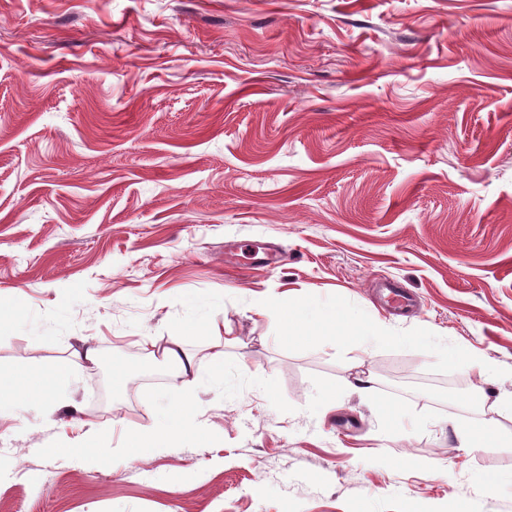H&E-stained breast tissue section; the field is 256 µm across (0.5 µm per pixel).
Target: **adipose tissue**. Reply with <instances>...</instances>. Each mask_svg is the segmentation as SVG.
<instances>
[{
    "label": "adipose tissue",
    "mask_w": 512,
    "mask_h": 512,
    "mask_svg": "<svg viewBox=\"0 0 512 512\" xmlns=\"http://www.w3.org/2000/svg\"><path fill=\"white\" fill-rule=\"evenodd\" d=\"M262 314L274 317L288 336H332L357 342L384 340L388 332L382 322L361 318L354 311L309 306L296 311H282L278 303L270 301L261 309ZM492 417L483 419L479 429L469 425H455L454 431L463 448H480L485 442L501 439L502 434L494 418L495 413H512V394L496 398L492 403Z\"/></svg>",
    "instance_id": "obj_1"
}]
</instances>
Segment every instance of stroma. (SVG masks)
Instances as JSON below:
<instances>
[{"label": "stroma", "instance_id": "1", "mask_svg": "<svg viewBox=\"0 0 512 512\" xmlns=\"http://www.w3.org/2000/svg\"><path fill=\"white\" fill-rule=\"evenodd\" d=\"M269 297L391 338L281 335ZM14 298L0 380L66 399L0 398V512H512V445L453 429L512 392V0H0ZM175 336L196 381L144 348ZM461 360L467 370L476 372L480 378L485 380L496 377L500 372L499 366L482 354L471 352L462 355ZM62 372L52 374L22 373L18 380V389L25 397L43 401L51 396L59 395V378Z\"/></svg>", "mask_w": 512, "mask_h": 512}]
</instances>
